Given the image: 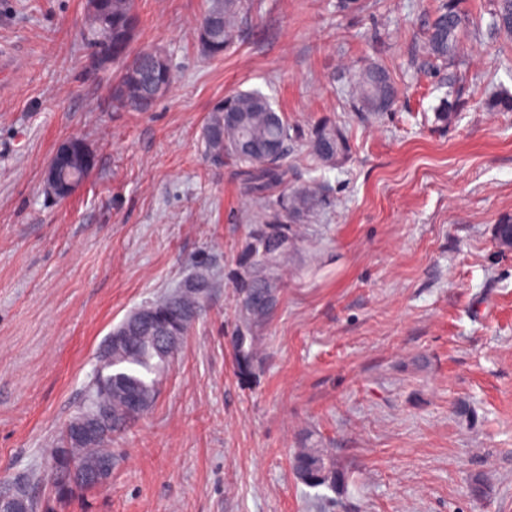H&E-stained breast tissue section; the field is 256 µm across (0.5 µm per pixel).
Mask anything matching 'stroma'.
Returning a JSON list of instances; mask_svg holds the SVG:
<instances>
[{
    "instance_id": "obj_1",
    "label": "stroma",
    "mask_w": 512,
    "mask_h": 512,
    "mask_svg": "<svg viewBox=\"0 0 512 512\" xmlns=\"http://www.w3.org/2000/svg\"><path fill=\"white\" fill-rule=\"evenodd\" d=\"M442 0H254L224 56L194 26L206 0H135L134 49H159L175 82L152 110L112 107L117 69L94 72L88 0H0V485L40 476L39 512H512V40L490 37L492 0H465L463 65L423 72ZM386 66L404 89L376 116L343 71ZM464 109H433L450 89ZM259 89L290 124L328 119L351 152L288 181L324 182L301 224L261 363L241 377L228 337L252 206L203 128L225 94ZM79 137L95 165L66 200L42 188ZM207 261L218 288L153 408L111 445L104 489L61 500L43 474L82 409L99 346L136 307ZM327 449L331 487L297 479L303 446Z\"/></svg>"
}]
</instances>
